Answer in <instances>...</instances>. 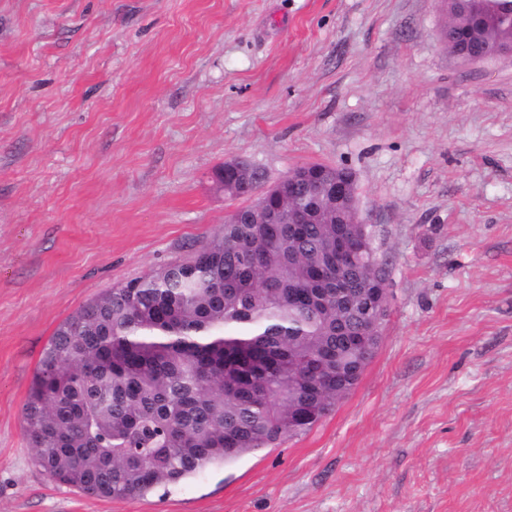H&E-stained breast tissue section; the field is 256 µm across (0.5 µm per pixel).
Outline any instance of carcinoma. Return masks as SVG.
<instances>
[{"mask_svg":"<svg viewBox=\"0 0 512 512\" xmlns=\"http://www.w3.org/2000/svg\"><path fill=\"white\" fill-rule=\"evenodd\" d=\"M451 15L452 44L472 27ZM238 208L186 261L118 283L56 328L24 404L36 464L54 482L128 500L308 432L359 382L374 353L344 344L359 320L347 289L325 303L314 265L345 230L329 202L310 223L248 224ZM362 288L377 274L359 253Z\"/></svg>","mask_w":512,"mask_h":512,"instance_id":"1","label":"carcinoma"}]
</instances>
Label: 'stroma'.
I'll use <instances>...</instances> for the list:
<instances>
[{
  "label": "stroma",
  "mask_w": 512,
  "mask_h": 512,
  "mask_svg": "<svg viewBox=\"0 0 512 512\" xmlns=\"http://www.w3.org/2000/svg\"><path fill=\"white\" fill-rule=\"evenodd\" d=\"M439 0H0V512H512V58ZM350 169L389 264L356 387L306 434L142 498L52 482L22 411L57 326L237 199ZM221 171L224 173H221ZM228 172H230L232 175L235 174V176L231 183L225 184L226 190L236 192V181L239 178V181L243 182V187L248 190V196L250 198L255 196L256 190L258 189L256 188V182L260 181L261 179L250 177V170H247L244 164L239 161L224 162V168H221L217 173V186L219 189L224 191V177L225 175L227 176Z\"/></svg>",
  "instance_id": "1"
}]
</instances>
